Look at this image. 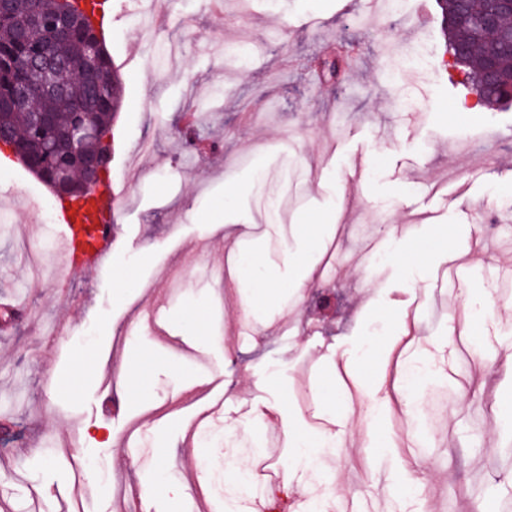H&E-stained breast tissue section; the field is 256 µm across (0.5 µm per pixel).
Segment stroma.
Segmentation results:
<instances>
[{
    "instance_id": "35a3bbf8",
    "label": "stroma",
    "mask_w": 512,
    "mask_h": 512,
    "mask_svg": "<svg viewBox=\"0 0 512 512\" xmlns=\"http://www.w3.org/2000/svg\"><path fill=\"white\" fill-rule=\"evenodd\" d=\"M112 5L105 45L122 95L109 171L125 199L108 263L69 272L59 227L38 210L50 190L17 160L0 161V300L20 304L0 333V465L15 471L0 478V512H64L76 465L85 512H114L116 474L161 487L143 512H184L201 484L209 492L196 512H223L224 459L253 463L268 414L294 433L340 440L324 456L339 492L350 472L366 486H414L376 512H426L431 495L456 499L460 512L512 500V106L457 111L474 96L448 63L437 0L408 4L430 52L412 77L393 52L406 29L383 0H167L143 35L126 0ZM240 41L254 47L244 71L223 52ZM461 138L479 163L450 152ZM310 216L327 219L313 244L302 234ZM256 250L266 272L288 257L308 272L260 310L242 286V258ZM445 287L454 296L432 312L458 317V343L423 337L417 318L418 292ZM477 288L502 308L473 312ZM150 306L168 318L162 332L141 323ZM188 309L202 327L181 319ZM118 336L121 351L98 360ZM408 336L418 339L410 357L436 368L418 400L391 388ZM364 341L377 349L371 378L348 357ZM136 348L152 362L147 388L131 398L101 390ZM365 379L390 447L360 428L371 397L349 384ZM212 382L224 406L206 423L213 452L197 470L186 462L191 436L150 410L193 409ZM443 394L457 401L441 412ZM131 418L142 423L139 468L119 456ZM406 430L425 447L401 448ZM281 455L295 480L279 486L274 512H304L312 475L294 448Z\"/></svg>"
}]
</instances>
